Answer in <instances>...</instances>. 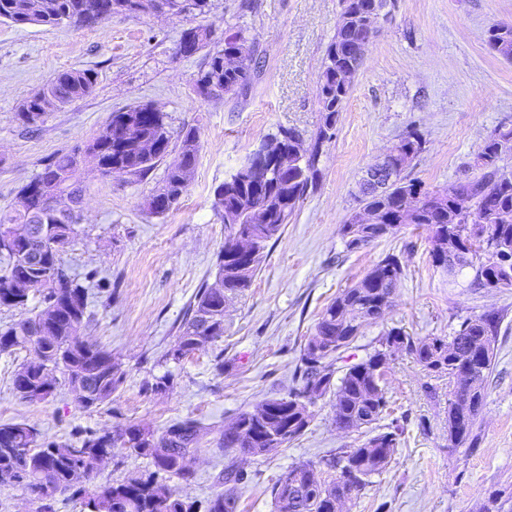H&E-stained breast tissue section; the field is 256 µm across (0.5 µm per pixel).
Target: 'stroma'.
<instances>
[{
    "label": "stroma",
    "mask_w": 512,
    "mask_h": 512,
    "mask_svg": "<svg viewBox=\"0 0 512 512\" xmlns=\"http://www.w3.org/2000/svg\"><path fill=\"white\" fill-rule=\"evenodd\" d=\"M388 19L369 44L331 141L321 176L278 240L270 242L250 288L228 306L224 336L181 363L160 357L178 335L182 316L204 283L214 280L224 223L213 192L268 137L298 131L312 144L323 114L318 103L322 60L335 33L340 0H211L206 16L116 15L81 26L0 24V210L57 152L83 150L112 113L149 104L166 113L171 136L196 127L200 150L192 182L166 214L148 213V196L164 166L146 178L101 176L81 166L84 185L78 234L64 254L71 273L92 277L85 339L110 351L126 373L109 404L79 407L65 383L48 401L16 397L13 378L26 351L0 354V424L23 421L66 441L81 430L117 431L140 424L162 432L187 417L221 430L240 411L287 396L300 386V350L323 308L361 279L380 257L400 256L405 274L385 316L365 326L341 361L349 367L372 352L391 328L414 340L452 335L465 317H503L474 448L448 445V380L430 379L413 355L400 353L387 376L392 417L404 428L390 465L373 476L343 512H479L496 498L512 512V288L474 287L475 271L456 279L433 266L425 230L397 235L349 252L339 227L359 207L370 165L407 132L424 139L407 178L443 190L479 177L474 159L495 129L512 126V62L487 45V30L512 25V0H390ZM213 25L217 37L241 31L257 58L249 84L200 98L193 81L204 53L181 56L185 30ZM90 68L93 93L48 112L36 128L16 108L63 69ZM171 372L173 383L153 393L146 380ZM439 396L428 398L426 383ZM312 421L298 439L264 457L241 461L248 475L236 512H275L270 489L291 464L351 448L354 435L336 430L334 402L311 405ZM229 453L203 445L193 458L192 483L174 480L182 496L206 500ZM149 457L119 452L99 464L87 492L151 470Z\"/></svg>",
    "instance_id": "1"
}]
</instances>
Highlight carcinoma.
Wrapping results in <instances>:
<instances>
[{
    "mask_svg": "<svg viewBox=\"0 0 512 512\" xmlns=\"http://www.w3.org/2000/svg\"><path fill=\"white\" fill-rule=\"evenodd\" d=\"M371 0H342L336 18V32L326 51L321 71L318 103L324 119H338L344 110L351 87L339 80L342 71H357L363 59L355 55L358 43L365 39V29L358 18ZM170 14L190 11L203 15L210 11V0H193L186 9L183 0H0V22L14 25L56 26L64 21L100 23L114 14L146 15L158 10ZM191 38L196 54L211 45V27H193L184 33ZM489 48L505 60L512 61V25L496 24L488 29ZM254 66L252 44L241 32L224 37L208 53V61L194 84V92L203 98L227 94L246 84ZM98 74L92 69H65L42 88L24 98L17 117L28 127L36 126L31 117L47 107H64L90 95ZM132 119L135 141L120 149L112 128L124 118ZM284 141L288 151L274 163L275 177L241 178L233 173L214 190V208L224 222V256L218 257L224 287L208 284L199 288L179 326L178 339L167 350L165 362L180 363L184 358L204 351L224 337V317L229 302L249 288L261 260L254 261L247 272L232 269L238 259L231 256L237 238L258 232L263 245L281 235L297 205L319 177L320 152L316 150L293 157L295 145L302 141L299 133L288 130L270 138ZM89 147L98 151L100 172L113 171L144 177L172 152L171 136L164 114L150 105H138L112 113V117L93 137ZM512 150V129L495 130L483 143L476 165L482 170L478 178L458 181L434 197L418 181L397 177L393 189L376 194L363 192L360 204L381 215L382 223L393 227L396 235L404 225L401 200L417 193L425 199L417 224L431 232L430 242L442 235L453 241L464 233L480 241L474 248L460 244L454 257L456 271L478 265L473 285L496 290L512 287V278L487 266L483 255L491 247L512 248V172L500 166L503 149ZM423 150L421 137L410 132L394 144L400 161L411 162ZM199 152V132L191 127L183 131L178 157L165 171L163 184L146 200L149 213L160 216L176 205L191 183ZM76 153L58 152L43 161L41 170L27 183L41 184L53 194L55 206L48 208L37 194L19 205L0 211V235L11 224H37L43 233L41 258L33 263L24 246L0 244V261L6 264L0 275V297L19 298L14 307L27 305L29 296L14 282L26 275L34 288L43 292V307L33 315L0 328V353L27 350V358L15 373L13 391L26 402H45L53 396L60 372L77 394L81 408L93 411L111 400L124 382L125 373L112 353L83 337L89 320L87 287L66 272L62 250L54 243L62 238L72 243L78 234L77 207L83 186L77 178ZM468 200L469 209L457 208V199ZM339 233L347 251L363 249L383 238L372 224H342ZM405 267L400 257L388 253L379 258L362 279L342 290L322 310L315 331L300 351L301 386L282 398L270 399L253 412L242 411L235 425L242 431L225 430L216 447L241 457L265 456L299 438L309 427V405L327 394L334 397L336 429L345 433L365 430V440L351 450H341L318 462H298L285 473L288 481L277 479L271 487L276 512H291V496L299 495L296 512H332L336 497L352 499L371 483V477L389 465L403 427L396 419L380 424L388 400L386 370L395 357L405 351L414 356L427 374L448 378V417H463L466 426L452 448H472L476 425L486 399V383L493 369V358L501 317L482 313L465 318L448 337L434 336L416 342L399 328L388 330L377 340L367 358L345 369L337 378L336 364L342 353L360 335L361 329L378 320L381 309L391 306L392 296L402 279ZM481 341L486 355L477 357L472 344ZM384 365V371H375ZM213 429L194 419L169 425L161 434L136 424L104 438L96 431H86L77 439L65 442L46 438L37 428L25 423L0 424V487H22L41 502L37 512H52V502L69 494L83 498L85 512H235L238 486L244 472L227 466L216 477L221 486L204 502L183 498L167 482L158 468L184 482L193 475L191 459ZM151 458L154 471L104 485L92 494L77 486L76 470L84 455L98 453L115 456L117 450Z\"/></svg>",
    "mask_w": 512,
    "mask_h": 512,
    "instance_id": "cac0c4a2",
    "label": "carcinoma"
}]
</instances>
